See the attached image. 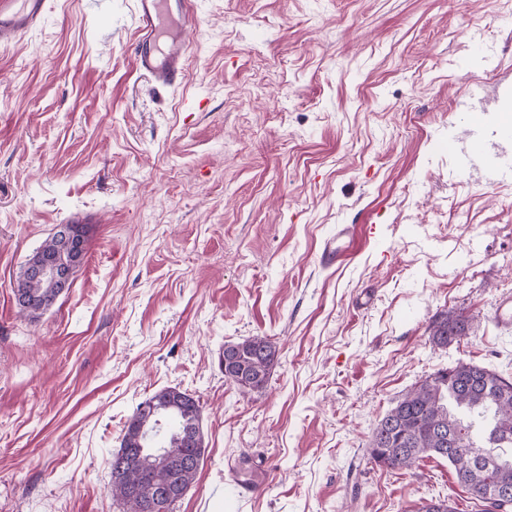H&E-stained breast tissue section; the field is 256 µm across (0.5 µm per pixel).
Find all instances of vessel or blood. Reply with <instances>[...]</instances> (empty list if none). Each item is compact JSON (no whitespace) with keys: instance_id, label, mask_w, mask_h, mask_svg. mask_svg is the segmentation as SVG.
Returning <instances> with one entry per match:
<instances>
[{"instance_id":"vessel-or-blood-1","label":"vessel or blood","mask_w":512,"mask_h":512,"mask_svg":"<svg viewBox=\"0 0 512 512\" xmlns=\"http://www.w3.org/2000/svg\"><path fill=\"white\" fill-rule=\"evenodd\" d=\"M48 8V0H0V48L14 44L38 25ZM138 21L133 44V62L137 71L147 75L154 85L179 86L187 72V56L191 37L198 25L194 0H135ZM465 159H486L492 169H500L495 158L487 157L485 137L474 129ZM351 236L349 227L337 228L323 250L325 263L339 260Z\"/></svg>"}]
</instances>
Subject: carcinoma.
Listing matches in <instances>:
<instances>
[{
	"instance_id": "cac0c4a2",
	"label": "carcinoma",
	"mask_w": 512,
	"mask_h": 512,
	"mask_svg": "<svg viewBox=\"0 0 512 512\" xmlns=\"http://www.w3.org/2000/svg\"><path fill=\"white\" fill-rule=\"evenodd\" d=\"M67 249L52 235L29 262ZM17 299L55 301L58 291L23 277ZM471 318L437 315L429 326L433 344L446 347L470 335ZM277 347L265 336L229 343L221 355L224 379L245 392L266 388L278 360ZM156 412L141 401L129 418L119 450L109 462L112 495L126 512H173L196 480L202 453L187 446L180 427L201 421L198 400L175 388L155 392ZM370 460L389 469H408L419 460L439 457L453 467L457 483L485 512H512V499L495 496L512 488V380L473 363L442 368L406 392L374 428Z\"/></svg>"
}]
</instances>
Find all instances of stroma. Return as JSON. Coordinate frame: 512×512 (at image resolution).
Returning a JSON list of instances; mask_svg holds the SVG:
<instances>
[{
    "label": "stroma",
    "mask_w": 512,
    "mask_h": 512,
    "mask_svg": "<svg viewBox=\"0 0 512 512\" xmlns=\"http://www.w3.org/2000/svg\"><path fill=\"white\" fill-rule=\"evenodd\" d=\"M187 77L135 70L134 0H49L0 53V512H123L108 461L138 403L202 407L175 512H482L447 460L367 448L415 384L464 360L512 379V176L461 167L472 105L512 118V0H196ZM68 220L85 258L38 318L14 290ZM346 258L320 261L337 225ZM367 306H359L363 295ZM473 332L439 347L429 324ZM265 336L266 388L224 379ZM471 318L463 314L448 315V312L437 315L429 326V337L433 344L448 347L458 343L470 335ZM229 345V354L222 352L224 379L244 392H259L266 388L271 371L278 360L277 347L265 336H251ZM242 461L241 459L235 460L234 462L229 461L227 463L228 470L233 478L235 485L237 486L239 496L242 501L247 504L250 498L257 493L259 488V484L251 481H246L241 479V470H242Z\"/></svg>",
    "instance_id": "1"
}]
</instances>
